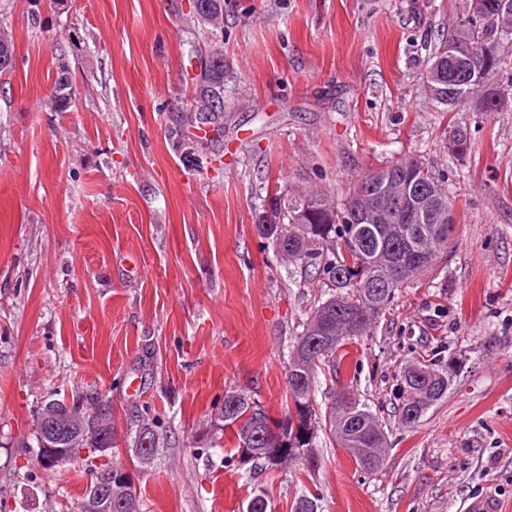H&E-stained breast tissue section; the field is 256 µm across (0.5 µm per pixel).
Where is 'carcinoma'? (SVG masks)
<instances>
[{
    "label": "carcinoma",
    "mask_w": 512,
    "mask_h": 512,
    "mask_svg": "<svg viewBox=\"0 0 512 512\" xmlns=\"http://www.w3.org/2000/svg\"><path fill=\"white\" fill-rule=\"evenodd\" d=\"M474 0H465L456 25L448 37L431 54L427 66L448 59V67L457 68L468 62L486 69L488 86L472 91V99L459 103L438 102L442 111L463 109L474 112H497L504 100L497 90L498 81L512 73V58L502 52V44L512 40V16H473ZM198 13L208 21L209 29L224 24V0H196ZM14 46L9 32H0V75L13 66ZM224 70L210 64L196 93L195 111L221 112L220 87ZM448 154L453 158L468 150L467 133L455 128L447 139ZM412 184L422 197L421 204L437 197L443 208L451 211L454 199L427 164L418 157H409L373 169L356 179L352 191L342 203L324 190L312 191L283 208L276 204L258 225L261 235L269 240L282 260L313 272L327 292L326 299L307 313L302 331L288 355V405L285 416L277 423L278 431L270 429L269 410L251 396L235 390L224 393V403L217 414L220 432L231 431L236 452L241 460L252 461V467L274 471L297 463L287 457L272 465L266 456L246 458L250 448H313L317 434L327 430L341 448L348 451L355 464L374 472L385 462L386 436L379 419L363 403L352 405L335 402L330 414H322L314 400L315 378L320 366L343 362L349 355V345L367 335L393 301L396 291L411 278L431 265L434 257L451 247L433 233L437 214L429 211L419 221L410 224H367L361 221L370 209L372 195L385 192L397 196ZM416 249L423 254L422 264L404 268L396 281L391 276L397 269V256L404 250ZM460 361L448 357L438 363L413 362L404 367L398 387V417L401 424L412 427L436 403L446 397L454 385ZM81 402L103 408L96 433L107 443L113 441L112 409L101 396L87 395ZM56 405L48 401L34 415V439L40 463L49 469L77 464L92 475L104 468L119 469L108 460L100 465L93 462L97 454L83 456L78 449L87 445L83 434L61 428L62 437L76 452L62 463L50 460L41 449L45 420L41 410ZM150 439L154 449L150 461H155L160 448V435L154 422L143 419L137 425L132 447L139 448ZM112 512H143V501L137 489L113 483ZM246 512H273L265 490L258 486L247 504Z\"/></svg>",
    "instance_id": "obj_1"
}]
</instances>
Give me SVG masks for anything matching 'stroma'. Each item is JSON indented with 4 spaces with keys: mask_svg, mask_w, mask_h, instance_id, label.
Instances as JSON below:
<instances>
[{
    "mask_svg": "<svg viewBox=\"0 0 512 512\" xmlns=\"http://www.w3.org/2000/svg\"><path fill=\"white\" fill-rule=\"evenodd\" d=\"M461 0H0L15 45L0 75V512H71L89 477L39 466L42 401L99 393L113 460L145 512H512V101L437 111L423 82ZM224 60V110H195L201 61ZM71 94L51 104L61 75ZM468 133L451 160L446 129ZM421 155L455 197L456 245L399 288L339 370L385 424L387 460L356 467L327 434L315 471L250 474L214 428L224 393L281 416L288 347L324 290L280 263L256 226L273 197L345 200L369 170ZM461 360L412 427L394 408L414 359ZM158 422L153 467L126 450ZM196 8L198 13L209 21L208 29L221 28L224 24V1L223 0H197ZM144 438L150 439V448L154 449L152 457L150 458L148 464L145 465L146 467H148L155 461L158 455V450L160 448V435L157 431V426L154 422H150L149 419H142L139 422L135 430L132 445L130 447L135 448V450L138 453V448H143V446H141V443L143 442Z\"/></svg>",
    "mask_w": 512,
    "mask_h": 512,
    "instance_id": "stroma-1",
    "label": "stroma"
}]
</instances>
